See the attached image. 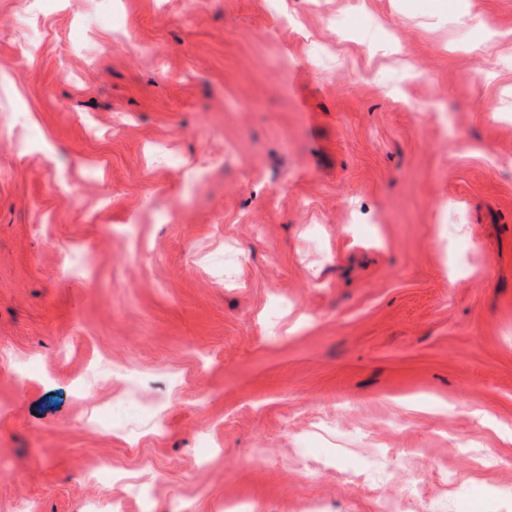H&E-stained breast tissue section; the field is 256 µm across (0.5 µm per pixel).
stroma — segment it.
<instances>
[{
  "instance_id": "35a3bbf8",
  "label": "stroma",
  "mask_w": 512,
  "mask_h": 512,
  "mask_svg": "<svg viewBox=\"0 0 512 512\" xmlns=\"http://www.w3.org/2000/svg\"><path fill=\"white\" fill-rule=\"evenodd\" d=\"M125 480L512 512V0H0V512Z\"/></svg>"
}]
</instances>
